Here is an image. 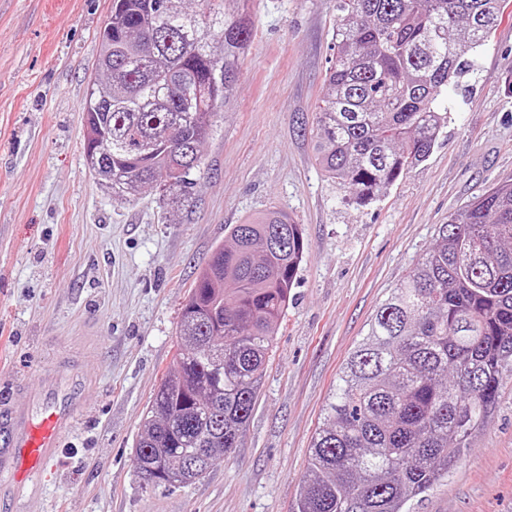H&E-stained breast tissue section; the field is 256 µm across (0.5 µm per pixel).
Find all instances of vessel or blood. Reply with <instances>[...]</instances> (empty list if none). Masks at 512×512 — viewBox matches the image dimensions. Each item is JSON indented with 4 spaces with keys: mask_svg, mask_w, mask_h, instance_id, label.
Here are the masks:
<instances>
[{
    "mask_svg": "<svg viewBox=\"0 0 512 512\" xmlns=\"http://www.w3.org/2000/svg\"><path fill=\"white\" fill-rule=\"evenodd\" d=\"M90 378L63 368L29 391L25 403L0 400V512H19L38 495L43 474L86 410Z\"/></svg>",
    "mask_w": 512,
    "mask_h": 512,
    "instance_id": "1",
    "label": "vessel or blood"
}]
</instances>
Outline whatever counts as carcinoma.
Here are the masks:
<instances>
[{"label": "carcinoma", "instance_id": "obj_1", "mask_svg": "<svg viewBox=\"0 0 512 512\" xmlns=\"http://www.w3.org/2000/svg\"><path fill=\"white\" fill-rule=\"evenodd\" d=\"M506 0H336V60L318 103L319 164L368 204L427 160L436 106ZM251 25L243 0H112L83 106L94 175L115 200L147 187L177 204L229 101ZM181 308L173 372L150 401L132 461L187 486L237 447L304 254L277 214L229 228ZM512 374V184L438 228L350 353L313 437L293 512H405L448 474Z\"/></svg>", "mask_w": 512, "mask_h": 512}]
</instances>
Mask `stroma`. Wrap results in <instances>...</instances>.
<instances>
[{"mask_svg": "<svg viewBox=\"0 0 512 512\" xmlns=\"http://www.w3.org/2000/svg\"><path fill=\"white\" fill-rule=\"evenodd\" d=\"M111 0H0V395L72 360L87 410L23 512H291L337 374L439 225L512 183V2L444 88L427 161L369 204L322 171L315 108L336 58V0H248L230 104L178 209L113 200L89 171L82 107ZM279 212L304 258L237 448L187 487L132 464L172 364L181 303L231 225ZM412 512H512V375L461 461Z\"/></svg>", "mask_w": 512, "mask_h": 512, "instance_id": "35a3bbf8", "label": "stroma"}]
</instances>
